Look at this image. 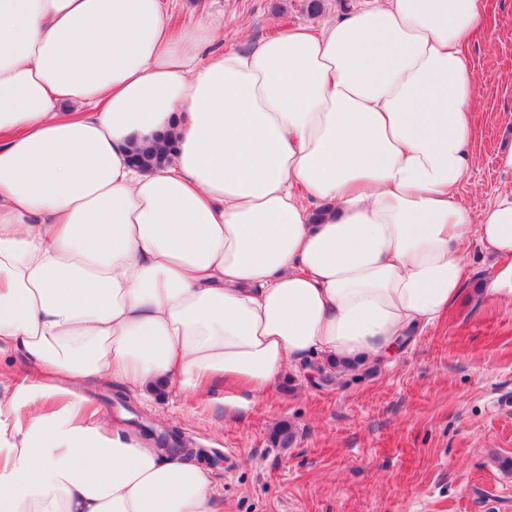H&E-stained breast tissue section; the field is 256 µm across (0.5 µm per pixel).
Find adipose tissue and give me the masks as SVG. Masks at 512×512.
<instances>
[{"label":"adipose tissue","instance_id":"obj_1","mask_svg":"<svg viewBox=\"0 0 512 512\" xmlns=\"http://www.w3.org/2000/svg\"><path fill=\"white\" fill-rule=\"evenodd\" d=\"M484 0H356L249 50L164 0H0V512H221L209 471L89 406L260 396L289 365L393 355L504 258L512 193L472 217ZM176 150L148 172L132 143Z\"/></svg>","mask_w":512,"mask_h":512}]
</instances>
